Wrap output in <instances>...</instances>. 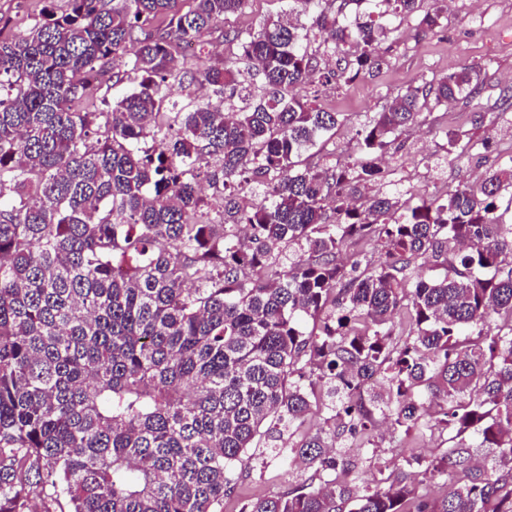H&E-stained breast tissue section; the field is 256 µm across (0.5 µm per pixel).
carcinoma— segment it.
Segmentation results:
<instances>
[{
    "label": "carcinoma",
    "instance_id": "1",
    "mask_svg": "<svg viewBox=\"0 0 512 512\" xmlns=\"http://www.w3.org/2000/svg\"><path fill=\"white\" fill-rule=\"evenodd\" d=\"M181 2L46 0L0 39V512H56L61 496L71 512H224L261 436L312 475L241 512H512V318L497 320L512 314V155L417 202L359 193L423 110L477 95L474 69L393 97L353 161L298 169L339 124L299 90L380 70L419 0H288L256 32L219 30L248 0ZM218 30L224 58L187 73L180 50ZM317 39L336 69L318 67ZM187 76L209 95L179 107ZM358 240L384 260L341 264ZM450 240L460 260L413 279ZM321 407L324 426L278 447ZM379 415L448 447L361 485L337 442Z\"/></svg>",
    "mask_w": 512,
    "mask_h": 512
}]
</instances>
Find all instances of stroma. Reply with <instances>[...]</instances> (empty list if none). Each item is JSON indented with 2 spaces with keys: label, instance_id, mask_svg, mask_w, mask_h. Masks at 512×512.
I'll use <instances>...</instances> for the list:
<instances>
[{
  "label": "stroma",
  "instance_id": "1",
  "mask_svg": "<svg viewBox=\"0 0 512 512\" xmlns=\"http://www.w3.org/2000/svg\"><path fill=\"white\" fill-rule=\"evenodd\" d=\"M45 0H0V37L26 32L45 7ZM418 13L404 17L397 33L380 45L385 59L381 70L360 75L349 84H314L311 93L318 105L340 115L330 144L338 160L347 162L361 125L380 111L391 96L416 80L436 81L474 67L480 82L477 98L449 102L433 109L425 121L409 130L402 147L385 152L384 158L414 198L427 197L474 182L489 168L512 156V141L501 138L503 127L512 125V101L503 95L512 88V0H456L446 10L442 25L426 32L419 25L422 12L439 8L440 0H419ZM486 115L481 127H473L474 112ZM464 128L472 137L464 152H447V131ZM379 440L371 460L359 464L360 484H372L378 467L395 469L409 453L427 455L442 444L439 434H427L397 444L391 433L378 430ZM233 493L224 499V512H240L247 500L282 494L301 479L299 469L281 465L264 446L250 449L239 467Z\"/></svg>",
  "mask_w": 512,
  "mask_h": 512
}]
</instances>
